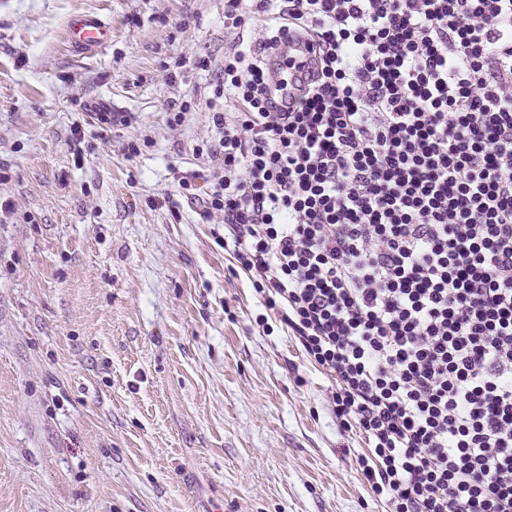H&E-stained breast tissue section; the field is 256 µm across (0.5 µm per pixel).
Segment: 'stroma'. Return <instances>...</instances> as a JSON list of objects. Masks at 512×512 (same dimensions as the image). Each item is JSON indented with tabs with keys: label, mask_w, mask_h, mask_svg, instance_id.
I'll use <instances>...</instances> for the list:
<instances>
[{
	"label": "stroma",
	"mask_w": 512,
	"mask_h": 512,
	"mask_svg": "<svg viewBox=\"0 0 512 512\" xmlns=\"http://www.w3.org/2000/svg\"><path fill=\"white\" fill-rule=\"evenodd\" d=\"M267 36L224 0H0V512H384L333 379L178 187L225 51ZM111 39L110 26L93 14L74 18L68 25L67 42L73 49L92 52L100 49Z\"/></svg>",
	"instance_id": "obj_1"
}]
</instances>
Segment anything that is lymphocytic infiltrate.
<instances>
[{
  "instance_id": "1",
  "label": "lymphocytic infiltrate",
  "mask_w": 512,
  "mask_h": 512,
  "mask_svg": "<svg viewBox=\"0 0 512 512\" xmlns=\"http://www.w3.org/2000/svg\"><path fill=\"white\" fill-rule=\"evenodd\" d=\"M315 57L275 111L224 54L196 185L255 292L336 383L387 512H512V0H226ZM239 111L227 117L222 105Z\"/></svg>"
}]
</instances>
